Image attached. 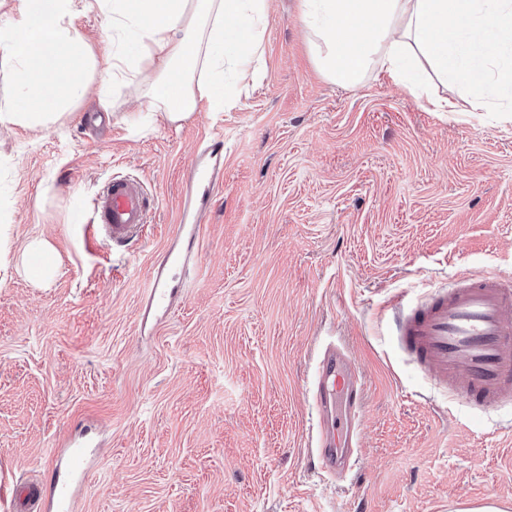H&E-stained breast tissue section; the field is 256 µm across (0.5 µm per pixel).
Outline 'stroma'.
<instances>
[{
	"label": "stroma",
	"instance_id": "stroma-1",
	"mask_svg": "<svg viewBox=\"0 0 512 512\" xmlns=\"http://www.w3.org/2000/svg\"><path fill=\"white\" fill-rule=\"evenodd\" d=\"M260 67L221 112L199 101L169 125L124 122L146 90L96 94L61 127H0V225L60 271L38 287L0 275V512L49 483L50 448L77 425L98 447L79 512H512V392L482 408L397 345L398 306L461 274L512 283V114L475 108L429 77L432 111L386 74L342 87L314 63L300 0H266ZM224 139V179L203 215L200 267L153 330L146 277L172 238L182 176ZM156 206L142 237L107 248L86 214L113 176ZM366 380L358 458L344 475L312 451L323 346Z\"/></svg>",
	"mask_w": 512,
	"mask_h": 512
}]
</instances>
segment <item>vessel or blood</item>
I'll return each instance as SVG.
<instances>
[{
	"mask_svg": "<svg viewBox=\"0 0 512 512\" xmlns=\"http://www.w3.org/2000/svg\"><path fill=\"white\" fill-rule=\"evenodd\" d=\"M224 145L209 143L187 170L181 216L174 227L176 249L156 267L144 296V312H166L174 299V273L190 274L198 259L199 221L211 187L224 175ZM150 202L140 182L111 178L96 194L93 222L102 242L126 245L147 224ZM396 334L401 347L421 362L440 384L472 402L493 407L512 386V289L497 276L460 277L454 288L408 311H397ZM365 388L357 368L340 348L323 352L313 398L318 419L316 453L326 470L348 464L356 437V418L364 405ZM56 471L47 489L46 512H77L76 486L89 466L84 442L71 439L49 451Z\"/></svg>",
	"mask_w": 512,
	"mask_h": 512,
	"instance_id": "obj_1",
	"label": "vessel or blood"
}]
</instances>
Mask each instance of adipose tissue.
<instances>
[{
  "label": "adipose tissue",
  "instance_id": "adipose-tissue-1",
  "mask_svg": "<svg viewBox=\"0 0 512 512\" xmlns=\"http://www.w3.org/2000/svg\"><path fill=\"white\" fill-rule=\"evenodd\" d=\"M92 5L107 18L103 104L112 84L145 73L147 111L177 123L203 93L220 112L229 103L227 68L243 76L260 57L266 0H13L0 23L8 63L0 80L11 90L0 100V125L50 129L84 98L97 59L73 18ZM301 15L317 67L337 84H358L375 69L421 99L428 91L416 75L426 66L480 106L493 98L497 111L512 112V0H301ZM15 261L36 284L58 273L56 249L43 239L16 259L0 240V269Z\"/></svg>",
  "mask_w": 512,
  "mask_h": 512
}]
</instances>
